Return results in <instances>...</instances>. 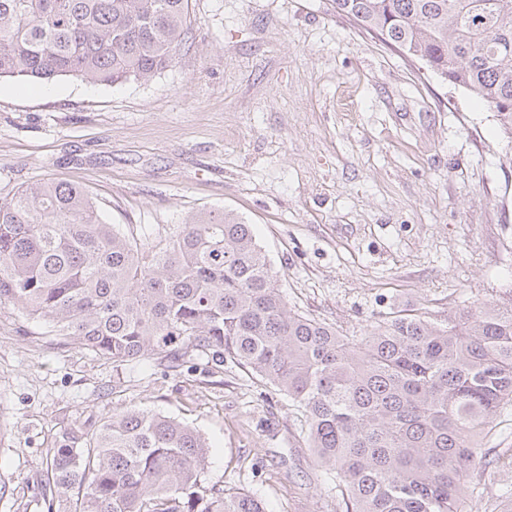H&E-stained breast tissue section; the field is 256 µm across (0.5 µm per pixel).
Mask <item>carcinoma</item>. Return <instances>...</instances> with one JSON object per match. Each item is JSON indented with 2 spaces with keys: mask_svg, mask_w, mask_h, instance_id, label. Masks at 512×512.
Segmentation results:
<instances>
[{
  "mask_svg": "<svg viewBox=\"0 0 512 512\" xmlns=\"http://www.w3.org/2000/svg\"><path fill=\"white\" fill-rule=\"evenodd\" d=\"M336 11L465 89L512 140V0H334ZM189 0H0V78L150 81L176 60ZM114 364L178 341L229 359L301 410L346 512H473L484 439L512 407V299L445 324L402 309L363 336L303 316L251 225L190 216L145 245L88 194L47 181L0 198V307ZM206 439L139 408L58 432L48 512H266L209 484Z\"/></svg>",
  "mask_w": 512,
  "mask_h": 512,
  "instance_id": "cac0c4a2",
  "label": "carcinoma"
}]
</instances>
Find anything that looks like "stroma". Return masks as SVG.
<instances>
[{
  "mask_svg": "<svg viewBox=\"0 0 512 512\" xmlns=\"http://www.w3.org/2000/svg\"><path fill=\"white\" fill-rule=\"evenodd\" d=\"M149 82L0 79V197L48 179L155 243L200 211L251 224L289 305L361 335L512 299V140L494 113L337 13L333 0H190ZM129 407L199 430L210 482L267 512H345L292 401L182 353L115 366L0 309V512H47L61 429Z\"/></svg>",
  "mask_w": 512,
  "mask_h": 512,
  "instance_id": "obj_1",
  "label": "stroma"
}]
</instances>
